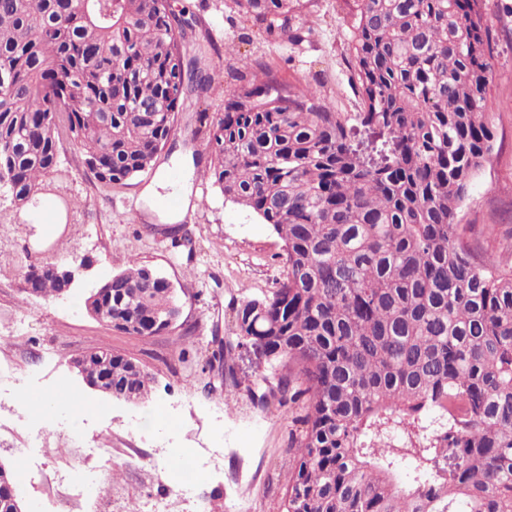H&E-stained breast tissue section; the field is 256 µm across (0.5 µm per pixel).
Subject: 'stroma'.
<instances>
[{
    "label": "stroma",
    "mask_w": 512,
    "mask_h": 512,
    "mask_svg": "<svg viewBox=\"0 0 512 512\" xmlns=\"http://www.w3.org/2000/svg\"><path fill=\"white\" fill-rule=\"evenodd\" d=\"M197 17L193 46L201 64L218 69L211 88L176 118L175 131L153 167L108 187L87 167L68 135L59 141L63 173L51 181L55 195L70 199L63 219L48 201L21 208L0 204V373L24 378L23 388L50 399L51 414L35 412L34 427L18 424L11 398L0 400V463L16 468L15 449L32 454L27 480L15 487L35 512H127L151 497L179 499V512H281L287 484L285 460L291 415L263 413L249 403L226 401L220 371H206L213 337L231 324L234 304L269 294L283 276V242L251 210L224 197L195 174L206 160L208 115L223 109L236 86L221 67L228 58L262 55L286 83L321 84L340 112L359 111L349 84L351 33L343 0H311L300 18L311 34L301 45L259 46L250 23L228 24L230 0H175ZM497 38L488 90L493 150L462 205L460 222L474 252L496 257L512 235V0H481ZM191 191V210L176 217L153 192ZM137 261L172 285L180 314L168 330L141 337L92 317L85 301L112 275ZM86 269H79V262ZM52 262L76 268L62 297L25 291L30 265ZM193 327L194 345L178 357L173 341ZM108 347L131 358L151 379L150 393L131 403L89 389L72 368L76 356ZM219 448L193 491L175 466L162 462L168 444ZM104 448L112 468L99 473L85 448Z\"/></svg>",
    "instance_id": "1"
}]
</instances>
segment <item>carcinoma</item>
Here are the masks:
<instances>
[{"mask_svg": "<svg viewBox=\"0 0 512 512\" xmlns=\"http://www.w3.org/2000/svg\"><path fill=\"white\" fill-rule=\"evenodd\" d=\"M298 45L306 0H232ZM359 112H337L259 60L213 114L197 177L283 241L282 279L242 301L212 357L225 397L292 414L283 512H512V237L476 256L458 212L493 149L494 37L480 0H350ZM194 14L167 0H0V194H50L61 130L95 177L150 168L176 112ZM65 269L42 275L57 296ZM135 260L100 319L168 329L173 290ZM249 348L265 368L242 381ZM116 399L149 394L112 355Z\"/></svg>", "mask_w": 512, "mask_h": 512, "instance_id": "1", "label": "carcinoma"}]
</instances>
